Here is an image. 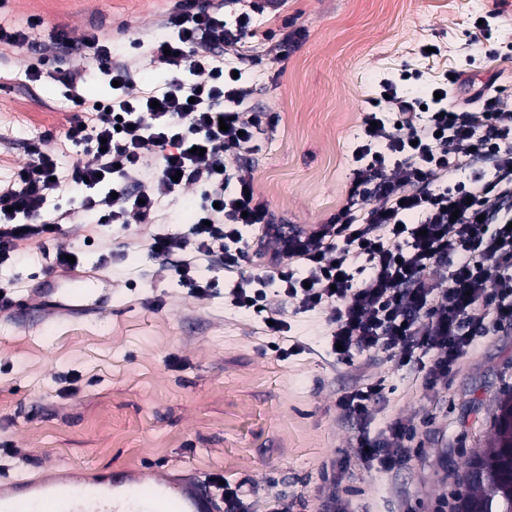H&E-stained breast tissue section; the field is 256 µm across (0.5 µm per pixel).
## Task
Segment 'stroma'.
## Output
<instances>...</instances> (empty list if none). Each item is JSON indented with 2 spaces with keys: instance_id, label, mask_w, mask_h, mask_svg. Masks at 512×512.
Returning a JSON list of instances; mask_svg holds the SVG:
<instances>
[{
  "instance_id": "35a3bbf8",
  "label": "stroma",
  "mask_w": 512,
  "mask_h": 512,
  "mask_svg": "<svg viewBox=\"0 0 512 512\" xmlns=\"http://www.w3.org/2000/svg\"><path fill=\"white\" fill-rule=\"evenodd\" d=\"M171 0H0V23L34 22L31 49L0 57V187L11 186L32 146L61 167L84 149L62 135L77 109L56 82L59 70L94 67L82 41L94 21L112 26V61L132 65L140 89L162 83L151 48L166 36ZM225 12L250 11L256 37L243 53L216 63L239 68L247 107L276 119L258 151L230 164L231 178L253 183L286 223H325L343 205L363 112L382 80L416 70V91L445 73L472 69L495 78L512 107V54L487 56L512 42V0H272L251 12L231 0ZM490 41H473L480 19ZM439 53L422 57V45ZM40 71L32 79L30 68ZM204 188L187 185L165 198L145 223L86 216L62 186L48 208L71 211L51 239L19 242L0 283L33 294L45 280V252L64 248L85 272L112 280V300L82 318L41 323L0 315V466L35 477L153 467L183 479L224 477L240 486L248 512L274 500L290 512H453L461 466L492 433L497 402L512 394V325L475 338L450 377L426 385L430 356L403 365L381 351L352 362L330 350L326 313L267 299L288 330L269 336L260 316L235 308L224 292L195 297L170 257L153 255L156 233L187 230ZM288 358H280L279 349ZM382 382L385 400L358 428L336 403L352 388ZM417 425L416 452L401 469L366 471L357 436L391 423Z\"/></svg>"
}]
</instances>
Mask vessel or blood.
I'll list each match as a JSON object with an SVG mask.
<instances>
[{"label": "vessel or blood", "mask_w": 512, "mask_h": 512, "mask_svg": "<svg viewBox=\"0 0 512 512\" xmlns=\"http://www.w3.org/2000/svg\"><path fill=\"white\" fill-rule=\"evenodd\" d=\"M69 289L57 307L41 299L15 298L14 308L34 305L44 317L55 311H74L77 303L104 301L109 278L66 272ZM220 500L208 480L186 490L176 483L141 469L131 474L107 472L83 485L43 478H0V512H220Z\"/></svg>", "instance_id": "obj_1"}]
</instances>
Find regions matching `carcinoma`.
Returning a JSON list of instances; mask_svg holds the SVG:
<instances>
[{"mask_svg": "<svg viewBox=\"0 0 512 512\" xmlns=\"http://www.w3.org/2000/svg\"><path fill=\"white\" fill-rule=\"evenodd\" d=\"M455 512H512V394L499 400L493 437L462 464Z\"/></svg>", "mask_w": 512, "mask_h": 512, "instance_id": "cac0c4a2", "label": "carcinoma"}]
</instances>
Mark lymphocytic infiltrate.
<instances>
[{
    "instance_id": "obj_1",
    "label": "lymphocytic infiltrate",
    "mask_w": 512,
    "mask_h": 512,
    "mask_svg": "<svg viewBox=\"0 0 512 512\" xmlns=\"http://www.w3.org/2000/svg\"><path fill=\"white\" fill-rule=\"evenodd\" d=\"M167 24L175 34L153 55L169 77L166 89L142 94L127 65L101 63L99 73L118 82L119 95L64 132L86 152L69 170L83 211L142 222L155 190L207 185L189 236L156 234L151 248L176 257V275L199 298L217 282L198 277L187 251L217 258L230 272L262 258V273L230 289L232 305L265 312L275 285L303 309L329 307L331 341L345 362L377 348L401 363L422 352L432 357L426 379L433 382L453 372L474 337L512 323V109L494 80L476 85L458 72L452 86H472L471 94L443 86L439 98L425 101L384 82L362 119L345 204L326 223L289 231L256 200L250 181L239 180L233 194L224 190L226 162L257 151L273 130L244 110L250 90L241 78L211 63L254 37L248 14L230 23L223 0H177ZM150 147L161 160L153 189L140 178ZM466 167L473 178L458 180ZM58 174L55 156L37 147L16 183L0 190L1 265L17 241L50 237L69 220L66 211L44 214ZM372 197L380 206L368 207ZM413 430L400 422L375 438L360 434L364 465L389 471L405 463L410 449L397 453L389 443Z\"/></svg>"
}]
</instances>
